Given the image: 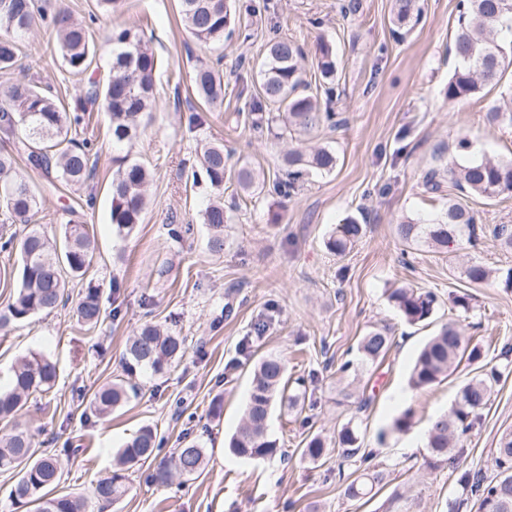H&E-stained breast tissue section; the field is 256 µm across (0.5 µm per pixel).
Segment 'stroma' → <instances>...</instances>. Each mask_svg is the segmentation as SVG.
<instances>
[{"label": "stroma", "mask_w": 512, "mask_h": 512, "mask_svg": "<svg viewBox=\"0 0 512 512\" xmlns=\"http://www.w3.org/2000/svg\"><path fill=\"white\" fill-rule=\"evenodd\" d=\"M45 3L49 12L67 11L89 26L100 78L112 73L103 43L113 27L143 26L157 58L158 105L139 138L114 148L103 112L87 113L78 136L91 141L96 169L86 186L46 192V176L18 162L20 174L44 191L35 217L42 230L57 237L69 221L87 224L96 242L90 276L104 288L106 317L94 329L77 319L85 283L70 276L64 306L0 331V380L32 352L57 364L55 389L30 398L19 421L41 448L57 451L59 492L82 495L89 512H383L395 491L412 512H477L458 479L465 471L493 474L492 452L501 434L512 431V356L503 354L504 344H512V288L503 278L512 250L490 237L475 250H407L395 233L403 218L433 220L446 208L447 198L425 192L423 176L455 157L458 138L467 137L479 157L512 158V125H492L486 117L512 90V73L462 103L448 100L459 0H421V17L408 31L393 25L392 0H234L238 22L220 59L185 31L176 0H120L109 14L99 12L96 0ZM281 37L299 44L309 63L319 42L332 46L336 93L319 100L342 120L315 139L333 150L335 169L298 181L286 194L272 185L287 181L282 156L296 142L257 130L251 119L261 91L257 62L267 42ZM19 59L63 108L81 94L84 80L64 66L50 28L24 38ZM202 61L223 69L224 105L204 113L193 129L188 108L196 102L192 79ZM204 140L222 142L228 157L219 253L207 246L202 218L214 190L190 177ZM122 154L153 173L150 201L126 237L110 224L112 159ZM244 165L260 176L247 194L235 178ZM348 217L366 224V235L345 255L331 254L324 241ZM173 224L190 231L173 238ZM474 261L495 271L478 287L463 275ZM405 285L436 294L432 325L407 323L389 302V292ZM463 293L472 297L465 324L482 349L480 364L412 389L410 369L422 344L437 325L456 319L453 298ZM147 320L184 336L185 356L164 374L137 373L138 396L110 416H95L92 393L121 374L127 341ZM376 325L390 328L393 345L381 362L358 368L353 394L344 396L339 368L356 360L359 337ZM268 353L286 359L291 379L306 381L304 403L275 407L269 420L271 437L291 455L287 462L245 460L228 449L251 368ZM482 364L498 367L502 376L480 423L460 439L462 453L453 462L432 459L425 442L430 421L451 410L459 388ZM407 411L411 428L394 431V420ZM350 422L360 428L361 455L344 464L336 436ZM144 424L157 428L169 453L182 439L200 442L206 468L196 479L158 487L142 466L131 473L122 499L98 502L97 481L111 473L116 451ZM316 434L325 453L312 463L298 450ZM366 468L383 473L381 491L368 502L348 499L346 485Z\"/></svg>", "instance_id": "stroma-1"}]
</instances>
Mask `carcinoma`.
Listing matches in <instances>:
<instances>
[{"instance_id":"1","label":"carcinoma","mask_w":512,"mask_h":512,"mask_svg":"<svg viewBox=\"0 0 512 512\" xmlns=\"http://www.w3.org/2000/svg\"><path fill=\"white\" fill-rule=\"evenodd\" d=\"M179 13L185 29L201 46L217 53L223 59L224 40L233 34L235 18L230 0H178ZM420 17L417 0H395L393 23L399 29L409 26ZM45 24L56 34L57 48L71 73L85 75V92L79 96L72 111L58 106L47 90L28 81H16L0 89V207L28 222L39 204V193L17 171V158H26L28 164L54 175L56 180L82 186L91 176L90 148L87 140L71 136L72 129L84 121V113L98 107L109 120L112 142H130L138 135L143 117L156 103L154 74L157 61L154 53L135 27H117L108 42L112 44L113 76L100 81L91 70L94 43L86 26L69 14H48L41 0H0V70L8 71L16 62L20 39L35 27ZM512 33V0H462L456 24L454 54L458 66L448 80L447 96L459 102L481 92L486 86L498 84L504 72L512 67V54L506 52L500 36ZM303 52L292 40L281 38L269 42L259 64L263 103L271 116L254 119L256 127L263 122L280 123L286 133L312 134L325 127L336 126L334 113L321 109L312 95L302 66ZM316 68L324 91L333 93L336 64L332 47L319 44ZM194 94L205 105L224 101V73L212 66H197L194 76ZM491 123L512 125V98L492 107L488 112ZM117 170L111 184L110 224L120 235L128 236L140 223L145 207L147 187L152 180L150 170L142 163L118 158ZM288 169V185L275 184L279 193L285 187L311 173H329L336 167V154L323 147L305 153L290 150L283 157ZM227 159L224 144L207 143L203 147L200 170L193 172V180L205 178L216 190L224 187ZM448 184L457 192V199L448 200L446 211L433 222L422 224L406 219L396 225L398 238L409 246L425 243L446 248L449 245L470 248L477 246L476 213L462 199L473 196L493 197L512 193V159L465 160L448 167ZM203 222L208 224L211 236L209 250L224 248V203L211 201L203 210ZM367 225L348 217L336 225L325 241L326 249L343 255L359 242ZM501 247L512 249V225L498 224L491 231ZM16 249L20 257L19 287L5 309L0 311V330L27 321L38 313H50L63 302L66 295L64 274L81 279L91 266L95 250L82 224L65 225L61 240H52L37 228L21 238L11 235L0 242V249ZM466 278L473 285L488 280L490 269L473 262L465 269ZM102 285L89 279L77 306L78 321L89 329L96 328L103 319ZM389 299L401 316L410 324L432 319L437 298L431 291L420 288H395ZM393 344L387 329L373 327L359 339L360 363H375L383 359ZM186 351L185 339L167 332L153 322L140 325L126 346L124 372L126 377L114 379L98 387L90 400L89 409L97 416H107L127 404L137 395L138 387L131 377L139 370L159 375ZM481 349L473 337L465 334L458 321L443 324L419 352L411 373L412 386L424 388L436 383L464 360L476 363ZM500 372L493 367L467 381L459 390L455 405L449 414H440L430 423L427 447L443 460L454 451L453 440L468 434L481 420ZM57 379V366L41 353L20 358L13 368V379L8 390L0 391V420L17 416L27 401L35 395L50 393ZM305 400V392L291 388L287 366L276 354L260 357L254 365L249 399L241 424L233 435L229 449L240 458L258 460L286 455V450L268 433V421L275 404L293 409ZM359 432L348 423L338 434L340 456L349 460L360 451ZM162 440L157 430L142 426L115 455L112 474L99 480L95 486L97 500L111 504L127 491L126 473L151 461L156 462L148 481L166 485L176 475L191 478L203 471L207 450L191 441L174 450L168 457H160ZM325 452V443L314 436L300 449L304 459L316 462ZM0 472L17 476L10 498L13 504L32 507L31 512H87L83 498L72 494H57L60 482L58 461L37 448L33 435L20 424L12 433L0 437ZM383 481L379 471L363 473L349 484L345 494L349 499L371 498L377 485ZM459 483L466 499L487 512H512V432H506L494 449V473L490 477L464 472Z\"/></svg>"}]
</instances>
